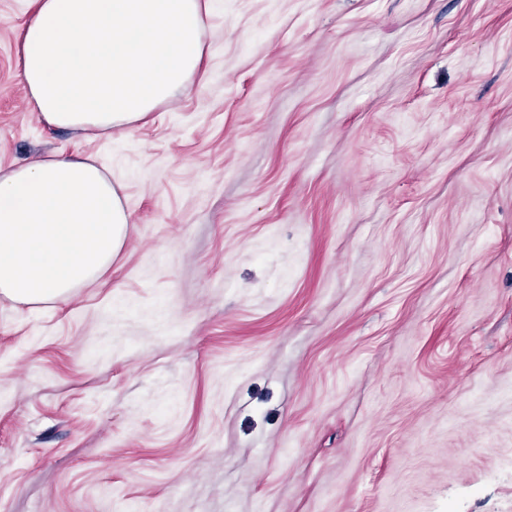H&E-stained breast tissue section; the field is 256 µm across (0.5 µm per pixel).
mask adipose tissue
Here are the masks:
<instances>
[{
	"label": "adipose tissue",
	"mask_w": 512,
	"mask_h": 512,
	"mask_svg": "<svg viewBox=\"0 0 512 512\" xmlns=\"http://www.w3.org/2000/svg\"><path fill=\"white\" fill-rule=\"evenodd\" d=\"M21 76L48 125L111 135L188 88L203 56L201 0H34ZM129 217L92 160L0 173V298L67 302L126 240Z\"/></svg>",
	"instance_id": "adipose-tissue-1"
}]
</instances>
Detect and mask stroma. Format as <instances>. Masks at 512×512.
Here are the masks:
<instances>
[{"label":"stroma","mask_w":512,"mask_h":512,"mask_svg":"<svg viewBox=\"0 0 512 512\" xmlns=\"http://www.w3.org/2000/svg\"><path fill=\"white\" fill-rule=\"evenodd\" d=\"M129 215L67 303L0 299V512H512V0H213L188 92L30 110Z\"/></svg>","instance_id":"35a3bbf8"}]
</instances>
